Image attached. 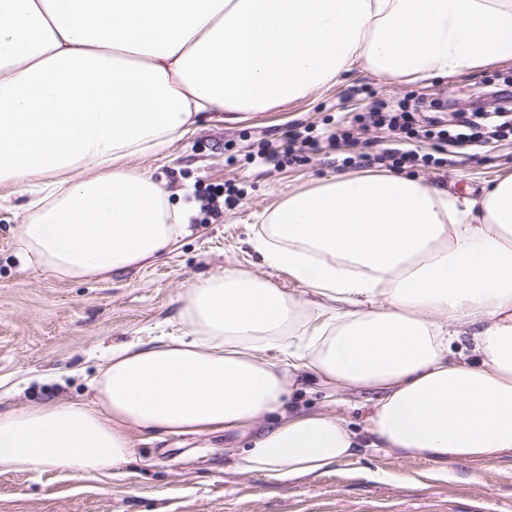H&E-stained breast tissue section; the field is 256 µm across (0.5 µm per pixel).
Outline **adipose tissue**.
<instances>
[{
    "label": "adipose tissue",
    "instance_id": "adipose-tissue-1",
    "mask_svg": "<svg viewBox=\"0 0 512 512\" xmlns=\"http://www.w3.org/2000/svg\"><path fill=\"white\" fill-rule=\"evenodd\" d=\"M511 60L512 0H0V183L56 176L28 204L19 248L67 279L168 251L188 214L124 161L200 113L265 112L356 69L423 83ZM268 221L266 261L328 306L234 268L192 285L187 334L113 351L91 405L0 412V469L108 471L129 462L134 428L257 423L300 366L332 393L370 395L368 445L386 454L512 452V174L475 199L397 173L336 177ZM360 444L340 418L300 413L237 466L284 480Z\"/></svg>",
    "mask_w": 512,
    "mask_h": 512
}]
</instances>
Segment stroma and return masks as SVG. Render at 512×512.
<instances>
[{"mask_svg": "<svg viewBox=\"0 0 512 512\" xmlns=\"http://www.w3.org/2000/svg\"><path fill=\"white\" fill-rule=\"evenodd\" d=\"M512 81V62L492 64L426 85L400 84L355 70L338 85L266 112H206L194 129L154 154L126 159L148 172L171 204L190 211L189 234L170 252L105 279L71 280L30 265L16 243L26 205L44 196L49 176L0 184V411L48 403L91 404L90 379L112 348L155 344L183 335L185 290L232 266L269 281L285 295L315 301L312 289L270 266L256 246L271 209L289 194L341 174L338 159L377 154L391 138L380 128L354 129L337 149L307 150L282 166L250 163L265 142L286 131L333 128L339 114L356 115L374 100L405 101L435 115L448 99L470 108L482 87ZM424 152L440 166H407L403 175L472 197L512 173V135L488 147L450 150L428 140ZM217 209L202 211L203 192ZM363 395L335 403L317 379L294 390L284 410L319 411L363 428ZM261 425L170 433L131 430L133 456L118 469L81 473L45 466L0 470V512H512V455L491 464H442L399 459L373 448L312 474L272 482L241 472L240 452Z\"/></svg>", "mask_w": 512, "mask_h": 512, "instance_id": "stroma-1", "label": "stroma"}]
</instances>
